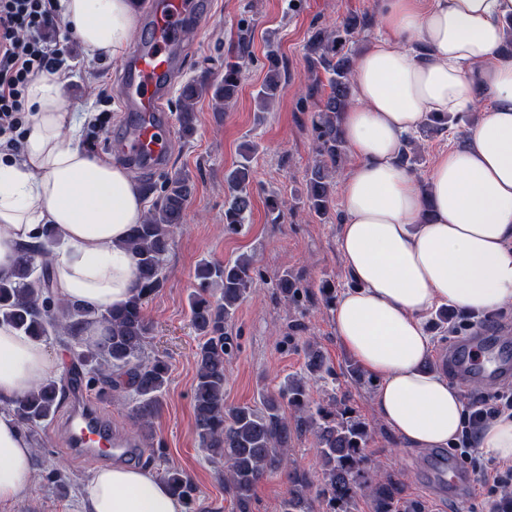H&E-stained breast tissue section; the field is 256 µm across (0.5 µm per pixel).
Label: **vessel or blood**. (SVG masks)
<instances>
[{
	"label": "vessel or blood",
	"instance_id": "vessel-or-blood-1",
	"mask_svg": "<svg viewBox=\"0 0 512 512\" xmlns=\"http://www.w3.org/2000/svg\"><path fill=\"white\" fill-rule=\"evenodd\" d=\"M207 9L206 0H154L149 26L122 71L125 109L130 114L123 149L143 164L169 159V121L164 103L180 69L175 43L185 31L199 25ZM448 368L455 374L489 381L512 374V351L491 337L480 336L450 348ZM68 439L71 447L95 459L111 456V429L89 405H75L68 422ZM430 476L434 484L449 483L464 494L470 490L469 481L452 471L443 458L431 463Z\"/></svg>",
	"mask_w": 512,
	"mask_h": 512
}]
</instances>
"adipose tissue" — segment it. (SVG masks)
I'll use <instances>...</instances> for the list:
<instances>
[{"label": "adipose tissue", "instance_id": "ef3b65f1", "mask_svg": "<svg viewBox=\"0 0 512 512\" xmlns=\"http://www.w3.org/2000/svg\"><path fill=\"white\" fill-rule=\"evenodd\" d=\"M63 21L88 58L121 56L136 24L134 0H60ZM512 0H386V37L359 59L342 135L353 163L341 178L339 251L356 286L335 307L336 334L377 383L379 416L415 448H444L464 408L447 378L423 368L431 353L425 316L442 304L493 314L512 304V58L501 55ZM65 78L42 74L25 94L20 155L0 153V278L19 244L57 247L53 290L103 311L136 283L124 246L145 202L129 173L63 143L77 118ZM493 106L465 147L437 154L420 191L398 161L406 134L435 113ZM44 341L0 324V503L29 492L33 449L12 400L62 371ZM86 512H185L147 471L96 469L83 486Z\"/></svg>", "mask_w": 512, "mask_h": 512}]
</instances>
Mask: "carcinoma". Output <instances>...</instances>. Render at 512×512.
<instances>
[{
    "mask_svg": "<svg viewBox=\"0 0 512 512\" xmlns=\"http://www.w3.org/2000/svg\"><path fill=\"white\" fill-rule=\"evenodd\" d=\"M374 25V16L350 14L336 26L314 29L305 49L311 72L329 75V94L312 117V132L318 159L306 181L304 206L309 214L330 219L333 188L341 172L340 162L347 147L340 120L350 104V84L356 66L350 45ZM248 30L238 35V51L224 60V79L215 85L201 78L183 86L178 121L183 134L195 131V100L215 88V97L229 103L237 97L247 66L252 62ZM265 78L256 100L265 107L281 87L280 61L266 56ZM457 123L448 115H430L420 127V137L405 138L400 161L413 168L421 159L420 140L448 131ZM253 181L251 151L225 177L229 198L224 224L235 230L251 212L250 186ZM193 192L188 175L167 178L161 194L144 221L133 227L125 242L136 266V288L129 300L105 312L78 304L62 303L53 297V251L51 231L37 245H22L20 260L12 277L0 279V321L27 336L45 337L52 331L64 343H76L78 350L70 374L86 379L97 395L127 392L134 404L130 422L145 440L153 439L151 420L162 406L169 383L168 362L145 356L152 325L144 305L163 288L164 265L176 230L182 226L186 203ZM253 256L240 255L226 264L204 261L195 270V290L190 299L192 326L201 337L195 353L197 373L192 392L195 430L211 462L224 468V490L233 497L238 512H251L255 486L266 476L280 473L288 483L281 512H312L322 503L324 512H357V501L371 500L372 512H424V505L405 496L402 481L369 462L365 448L370 441L365 422L351 415L344 401L332 396L325 405L311 406L303 379L289 376L277 393H263L257 405L228 407L224 404L225 363L234 344L224 324L235 314L252 287ZM279 293L297 302L299 287L288 273L276 284ZM103 327L102 336L89 339L81 332L92 322ZM306 371L315 377L328 370L321 351L306 344ZM65 397L64 385L50 380L12 402V413L22 425L46 421ZM292 409L286 416L283 405ZM305 433L317 444L320 473L313 478L288 457L292 442ZM165 483L171 492L192 509L197 487L182 471L168 470Z\"/></svg>",
    "mask_w": 512,
    "mask_h": 512,
    "instance_id": "cac0c4a2",
    "label": "carcinoma"
}]
</instances>
